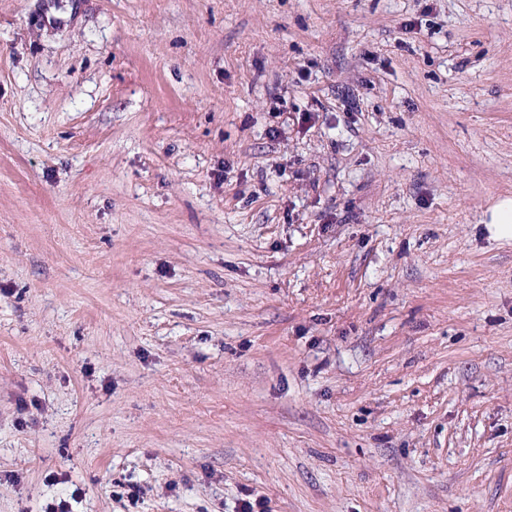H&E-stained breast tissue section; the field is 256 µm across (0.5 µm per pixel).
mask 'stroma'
Masks as SVG:
<instances>
[{"mask_svg": "<svg viewBox=\"0 0 512 512\" xmlns=\"http://www.w3.org/2000/svg\"><path fill=\"white\" fill-rule=\"evenodd\" d=\"M512 0H0V512H512ZM484 224L491 234L500 240H512V198L503 197L497 200L488 210Z\"/></svg>", "mask_w": 512, "mask_h": 512, "instance_id": "35a3bbf8", "label": "stroma"}]
</instances>
